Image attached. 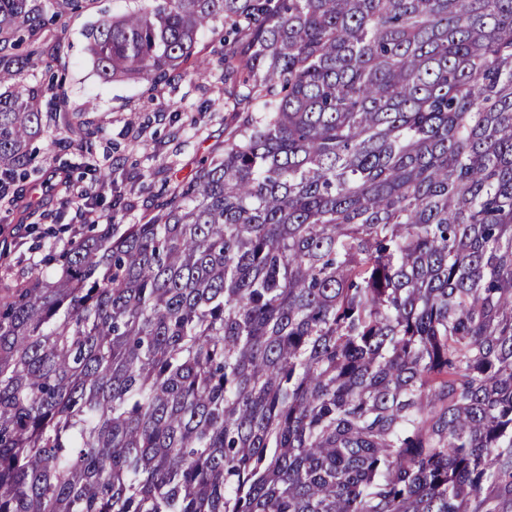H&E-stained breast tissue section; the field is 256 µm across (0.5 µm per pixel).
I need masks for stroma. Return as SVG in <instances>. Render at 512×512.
<instances>
[{
    "instance_id": "1",
    "label": "stroma",
    "mask_w": 512,
    "mask_h": 512,
    "mask_svg": "<svg viewBox=\"0 0 512 512\" xmlns=\"http://www.w3.org/2000/svg\"><path fill=\"white\" fill-rule=\"evenodd\" d=\"M125 7L123 0H85L82 8L56 17V6L44 7L43 51L20 70L19 82L28 84L65 73L58 90L60 109L85 129H101L105 139L97 144L92 169L76 151L60 155L58 140L69 138L60 124L46 126L34 140L38 165L53 171L61 162L74 168L73 180L57 198L39 197L52 209L55 224H75L81 202H88L102 221L138 224L162 204L175 178L192 174L215 147L223 145L236 123V112L224 91V71L219 61L221 30L198 33L196 56L205 61L201 72H172L161 84L146 81H104L90 58L84 32L100 20L111 18ZM107 167L112 180L97 197L83 199L94 167ZM121 197V210H112L113 197Z\"/></svg>"
}]
</instances>
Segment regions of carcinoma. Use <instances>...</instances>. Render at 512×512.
I'll return each instance as SVG.
<instances>
[{
	"mask_svg": "<svg viewBox=\"0 0 512 512\" xmlns=\"http://www.w3.org/2000/svg\"><path fill=\"white\" fill-rule=\"evenodd\" d=\"M217 23L224 148L0 277V512H512V0H128L86 39L157 83ZM43 25L0 0V59ZM16 76L0 203L37 233L57 113Z\"/></svg>",
	"mask_w": 512,
	"mask_h": 512,
	"instance_id": "cac0c4a2",
	"label": "carcinoma"
}]
</instances>
